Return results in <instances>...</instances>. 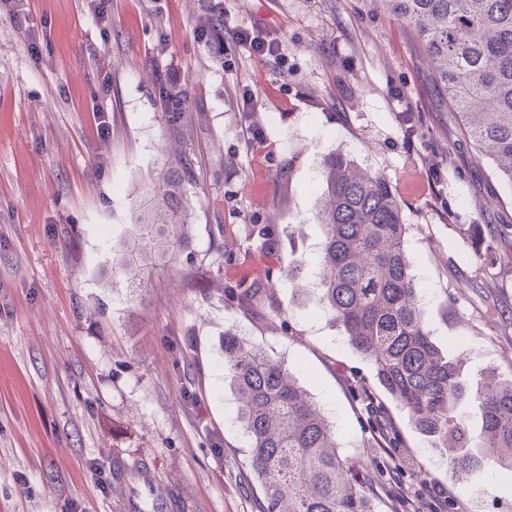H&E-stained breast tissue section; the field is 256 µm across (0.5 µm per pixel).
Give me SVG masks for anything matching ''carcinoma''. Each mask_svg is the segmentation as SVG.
Segmentation results:
<instances>
[{"instance_id":"obj_1","label":"carcinoma","mask_w":512,"mask_h":512,"mask_svg":"<svg viewBox=\"0 0 512 512\" xmlns=\"http://www.w3.org/2000/svg\"><path fill=\"white\" fill-rule=\"evenodd\" d=\"M381 2L429 58L434 89L459 115L474 160H491L512 187V0ZM176 155V165L152 179L131 210L130 238L116 262L141 290L151 269L184 242L183 200L194 172L182 149ZM321 188L320 310L453 474L465 480L482 468L512 471V378L490 375L473 390L458 361L432 341L417 300L408 225L386 177L329 154ZM247 237L267 249L280 246L273 224H251ZM511 242L512 223L500 224L482 248L491 260L512 263ZM233 295L260 318L282 317L266 281L243 282ZM224 371L235 422L249 441L261 512H376L365 478L338 452L332 425L285 361L261 342L228 334ZM473 417L481 422L477 447Z\"/></svg>"}]
</instances>
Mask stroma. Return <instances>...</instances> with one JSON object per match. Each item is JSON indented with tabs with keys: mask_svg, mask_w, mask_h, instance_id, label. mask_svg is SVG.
<instances>
[{
	"mask_svg": "<svg viewBox=\"0 0 512 512\" xmlns=\"http://www.w3.org/2000/svg\"><path fill=\"white\" fill-rule=\"evenodd\" d=\"M223 6L216 38L206 0H109L105 30L86 0H28L24 28L0 0V512H125L113 483L133 459L150 466L157 494L177 493L178 512H259L249 443L231 423L230 332L296 372L379 512H408V500L435 490L442 512H512V473L456 480L328 326L316 295L293 288L282 269L295 255L268 262L242 233L294 231L302 276L315 280L323 156L381 172L403 203L432 339L461 357L473 388L490 370L512 376V268L470 240L471 225L512 219V187L473 162L428 59L378 0ZM241 29L279 39L284 59L250 56ZM272 82L288 111L267 98ZM170 87L184 100L177 122L163 103ZM255 136L270 145L257 186ZM178 141L195 172L188 240L137 291L113 273L112 255L142 183ZM256 268L270 275L284 323L258 320L230 295ZM357 382L371 401L354 398ZM381 417L399 447L377 442Z\"/></svg>",
	"mask_w": 512,
	"mask_h": 512,
	"instance_id": "stroma-1",
	"label": "stroma"
}]
</instances>
